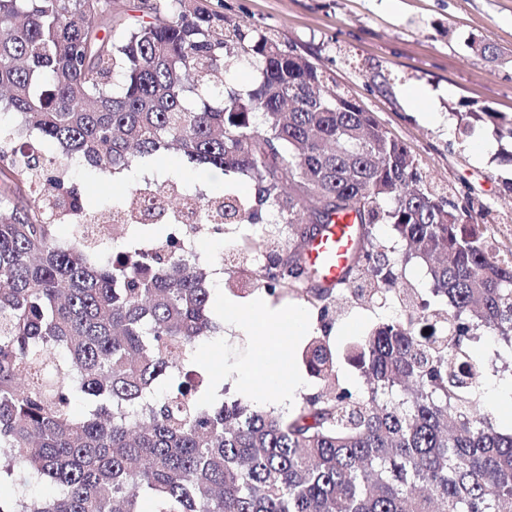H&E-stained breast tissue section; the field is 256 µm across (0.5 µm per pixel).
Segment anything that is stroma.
<instances>
[{"mask_svg":"<svg viewBox=\"0 0 512 512\" xmlns=\"http://www.w3.org/2000/svg\"><path fill=\"white\" fill-rule=\"evenodd\" d=\"M243 30L275 36L282 49L308 58L339 90L374 113L392 136L406 143L431 180L447 188L458 206L481 199L490 224L512 225V140L499 138L482 125L468 136L459 131L463 105L491 107L512 113V0H209ZM496 45L497 61L475 54L471 39ZM80 182L89 211L111 210L122 188L105 177L90 179L81 169ZM128 179L142 185L176 183L179 190L207 196L223 189L248 190L235 174L197 165L182 154L144 159L133 165ZM255 224H228L223 237L200 234L194 251L212 270L213 309L225 319L232 307L251 308L253 318L281 311L305 310L299 300H278L259 292L230 304L221 260L237 238L259 235ZM399 306L380 311L363 302L341 305L334 317L331 343L341 354L339 379L354 388L362 379L348 359L352 344L371 330L380 315L395 316ZM473 351L492 371L482 380V410L492 412L501 429L512 427V404L493 395L496 383L508 381L497 344L475 342ZM195 359L221 376L229 397L243 396L237 370L259 360L252 336L224 326V333L201 340Z\"/></svg>","mask_w":512,"mask_h":512,"instance_id":"stroma-1","label":"stroma"}]
</instances>
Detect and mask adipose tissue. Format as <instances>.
I'll return each instance as SVG.
<instances>
[{
  "mask_svg": "<svg viewBox=\"0 0 512 512\" xmlns=\"http://www.w3.org/2000/svg\"><path fill=\"white\" fill-rule=\"evenodd\" d=\"M309 319L306 314L295 313L288 316L275 314L251 323L249 330L257 341L262 356L260 364L246 370L242 374V379L246 386H253L254 383H261L262 393L258 399L260 403H278L289 402L295 393L301 389L302 382L297 378H284L273 364L282 353V344L272 332L273 327L288 324L293 332H301L308 324Z\"/></svg>",
  "mask_w": 512,
  "mask_h": 512,
  "instance_id": "1",
  "label": "adipose tissue"
}]
</instances>
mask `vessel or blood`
Masks as SVG:
<instances>
[{
	"label": "vessel or blood",
	"mask_w": 512,
	"mask_h": 512,
	"mask_svg": "<svg viewBox=\"0 0 512 512\" xmlns=\"http://www.w3.org/2000/svg\"><path fill=\"white\" fill-rule=\"evenodd\" d=\"M355 247L356 226L351 219L343 218L311 242L308 261L325 284L330 285L340 280L349 268Z\"/></svg>",
	"instance_id": "obj_1"
}]
</instances>
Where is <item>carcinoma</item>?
I'll return each instance as SVG.
<instances>
[{
  "mask_svg": "<svg viewBox=\"0 0 512 512\" xmlns=\"http://www.w3.org/2000/svg\"><path fill=\"white\" fill-rule=\"evenodd\" d=\"M113 4L0 0V484L52 489L0 494V512H512V432L481 411L487 365L470 348L489 334L512 352V265L489 255L473 207L458 210L405 143L272 35L207 0H141L139 16ZM243 58L261 64L250 89L213 83ZM459 120L464 135L483 123L512 140V115ZM171 149L251 184L180 195L205 231L272 211L286 228L244 237L237 254L258 248L263 261L226 287L317 312L321 335L300 350L317 391L291 413L210 401L192 354L224 325L196 254L154 222L165 191L129 184L112 208L150 227L152 251L117 260L80 230L56 238L63 219L98 217L70 161L120 175ZM342 216L359 224L355 263L323 285L305 250ZM399 242L447 304L398 287ZM352 297L404 307L353 347L358 392L339 382L328 341L336 301Z\"/></svg>",
  "mask_w": 512,
  "mask_h": 512,
  "instance_id": "carcinoma-1",
  "label": "carcinoma"
}]
</instances>
